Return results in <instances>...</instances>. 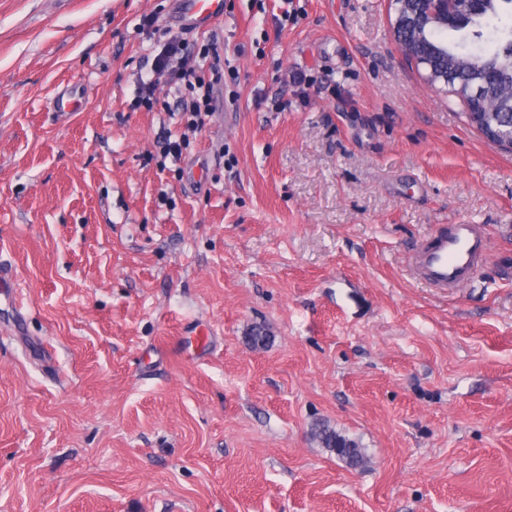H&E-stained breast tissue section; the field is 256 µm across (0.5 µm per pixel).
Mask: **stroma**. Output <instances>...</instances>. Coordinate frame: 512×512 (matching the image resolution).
Segmentation results:
<instances>
[{"mask_svg":"<svg viewBox=\"0 0 512 512\" xmlns=\"http://www.w3.org/2000/svg\"><path fill=\"white\" fill-rule=\"evenodd\" d=\"M178 8L0 0V512H512V151L392 0H224L159 166L170 74L134 103ZM458 222L490 257L441 294L406 256ZM219 48L216 34H212L206 43L197 48L196 53L194 46L191 49L186 38L174 36L167 40L153 60L154 73L173 69V63L178 62L179 68L175 71L176 79L179 81H176L179 84L177 108L181 106V112L190 116L187 120V128L193 132L201 131L204 127V118L212 112L214 86L224 79ZM193 57H198L205 62L210 59L208 66L210 77L207 80L204 75L198 74L194 65H189L188 60ZM183 89L187 92L184 95ZM318 444L344 461L350 467L363 466L365 455L359 443L338 432L328 423H317L311 429Z\"/></svg>","mask_w":512,"mask_h":512,"instance_id":"obj_1","label":"stroma"}]
</instances>
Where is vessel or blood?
I'll use <instances>...</instances> for the list:
<instances>
[{
	"mask_svg": "<svg viewBox=\"0 0 512 512\" xmlns=\"http://www.w3.org/2000/svg\"><path fill=\"white\" fill-rule=\"evenodd\" d=\"M224 15V0H184L179 19L185 26L201 28ZM482 225L452 224L432 232L409 257L416 279L443 293L468 284L488 255Z\"/></svg>",
	"mask_w": 512,
	"mask_h": 512,
	"instance_id": "obj_1",
	"label": "vessel or blood"
}]
</instances>
